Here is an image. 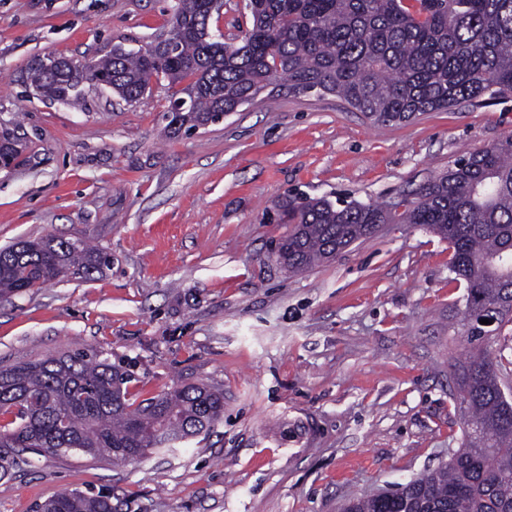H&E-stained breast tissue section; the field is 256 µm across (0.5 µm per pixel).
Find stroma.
<instances>
[{"instance_id":"stroma-1","label":"stroma","mask_w":512,"mask_h":512,"mask_svg":"<svg viewBox=\"0 0 512 512\" xmlns=\"http://www.w3.org/2000/svg\"><path fill=\"white\" fill-rule=\"evenodd\" d=\"M174 0H0V125L25 160L0 171V248L48 236L106 248L112 268L0 299V366L77 351L133 372L132 399L224 391V417L172 454L11 461L0 512L57 493L117 512H340L447 462L463 419L449 374L470 347L452 251L387 224L296 272L274 251L284 199L386 204L512 134V96L377 126L333 94L264 90L172 135L177 86L139 102L87 84L84 108L37 96L30 63L147 47Z\"/></svg>"}]
</instances>
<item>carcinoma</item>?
<instances>
[{"mask_svg": "<svg viewBox=\"0 0 512 512\" xmlns=\"http://www.w3.org/2000/svg\"><path fill=\"white\" fill-rule=\"evenodd\" d=\"M224 0H175L156 56L122 45L101 58L43 61L29 79L45 98L71 105L97 84L126 102L152 78L181 86L182 112L170 133L214 123L282 80L294 94H334L382 126L421 112L512 94V0H247L251 27L224 40L211 20ZM5 166L23 163V144L0 127ZM292 228L276 256L291 270L312 267L342 246L374 234L375 224H424L448 242L454 280L464 281L462 335L472 351L455 373L464 447L387 499L359 498L351 512H512V400L499 385L504 357L482 346L478 315L498 307L512 321V135L457 161L385 207L302 198L283 203ZM112 254L80 237L22 240L0 249V297L77 275L91 279ZM131 375L107 358L77 351L0 366V470L10 453L83 454L128 463L174 451L207 434L224 414V391L188 383L134 402ZM39 512H115L112 495L80 490L50 497Z\"/></svg>", "mask_w": 512, "mask_h": 512, "instance_id": "1", "label": "carcinoma"}]
</instances>
